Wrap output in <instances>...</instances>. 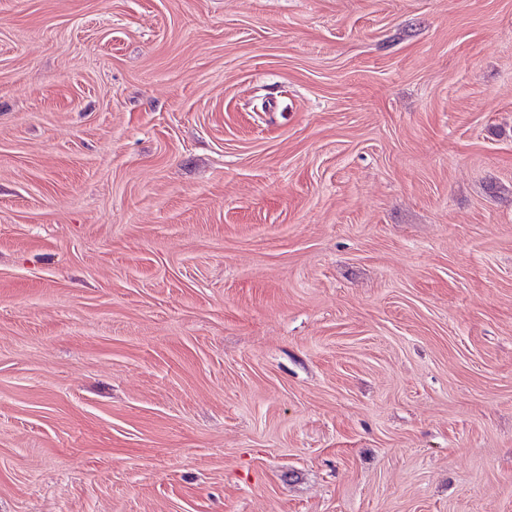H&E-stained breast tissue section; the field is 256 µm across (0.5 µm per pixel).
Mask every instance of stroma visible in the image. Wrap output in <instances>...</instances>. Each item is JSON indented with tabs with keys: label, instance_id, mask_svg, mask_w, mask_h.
Returning <instances> with one entry per match:
<instances>
[{
	"label": "stroma",
	"instance_id": "1",
	"mask_svg": "<svg viewBox=\"0 0 512 512\" xmlns=\"http://www.w3.org/2000/svg\"><path fill=\"white\" fill-rule=\"evenodd\" d=\"M0 512H512V0H0Z\"/></svg>",
	"mask_w": 512,
	"mask_h": 512
}]
</instances>
